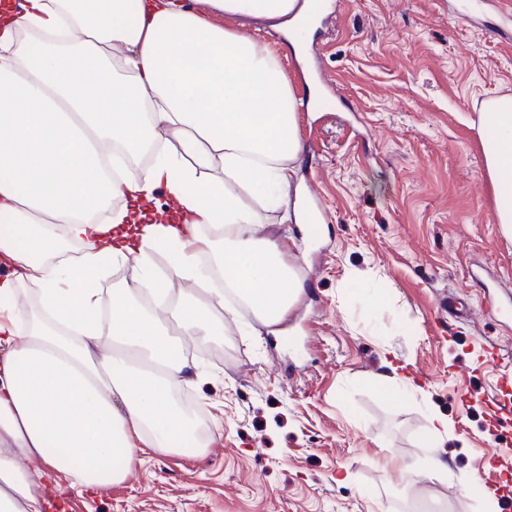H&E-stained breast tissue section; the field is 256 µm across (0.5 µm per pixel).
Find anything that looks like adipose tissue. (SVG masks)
Returning <instances> with one entry per match:
<instances>
[{
  "label": "adipose tissue",
  "mask_w": 512,
  "mask_h": 512,
  "mask_svg": "<svg viewBox=\"0 0 512 512\" xmlns=\"http://www.w3.org/2000/svg\"><path fill=\"white\" fill-rule=\"evenodd\" d=\"M232 18L311 16V0H207ZM295 96L279 57L240 27L212 25L183 0H0V512H48L45 485L121 482L141 447L172 453L189 415L170 402L200 374L185 340L224 333L221 272L276 327L299 293L282 247L257 239L240 191L308 220ZM494 221L512 236V96L481 115ZM150 153L132 178L104 160ZM221 177H214V170ZM165 188L170 209L139 226L131 207ZM126 208L93 223L112 199ZM168 276L191 282L179 305L140 302ZM127 267L123 288L86 285ZM38 301L19 331L25 283ZM182 327L167 333L168 320Z\"/></svg>",
  "instance_id": "adipose-tissue-1"
}]
</instances>
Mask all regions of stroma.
Returning a JSON list of instances; mask_svg holds the SVG:
<instances>
[{
  "instance_id": "obj_1",
  "label": "stroma",
  "mask_w": 512,
  "mask_h": 512,
  "mask_svg": "<svg viewBox=\"0 0 512 512\" xmlns=\"http://www.w3.org/2000/svg\"><path fill=\"white\" fill-rule=\"evenodd\" d=\"M303 62L280 56L295 94L323 71L317 111L298 114V170L320 219L308 232L242 192L256 236L285 243L302 289L272 335L247 309L220 341L190 343L203 371L173 399L205 422V453L143 449L120 483L47 495L60 512H485L469 476L497 482L512 449V239L493 218L481 153L484 102L512 96V13L500 0H321ZM472 309L448 320V299ZM493 351L495 359L484 356ZM399 365L417 394L381 381ZM506 407L492 415L487 394ZM451 432L432 473L431 412Z\"/></svg>"
}]
</instances>
